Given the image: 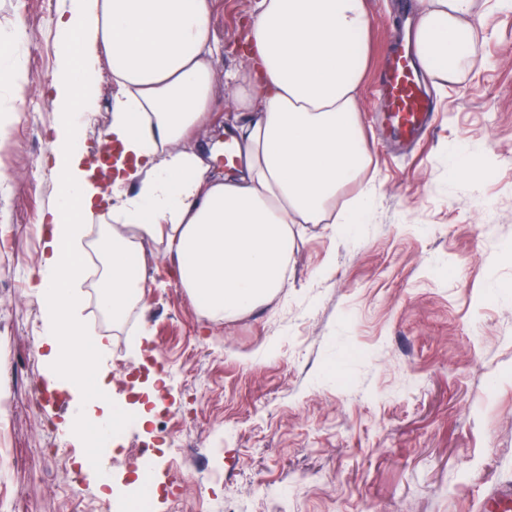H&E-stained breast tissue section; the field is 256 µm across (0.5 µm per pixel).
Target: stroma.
Returning a JSON list of instances; mask_svg holds the SVG:
<instances>
[{
  "label": "stroma",
  "instance_id": "35a3bbf8",
  "mask_svg": "<svg viewBox=\"0 0 512 512\" xmlns=\"http://www.w3.org/2000/svg\"><path fill=\"white\" fill-rule=\"evenodd\" d=\"M68 2L0 0V40L26 31V91L0 90V512H118L143 492L130 471L144 449L158 456L154 485L174 488L152 512H224L228 502L234 512H481L488 485L512 487V11L489 14L483 65L432 88L423 142L394 152L377 84L418 0H367L369 221L299 225L287 286L268 305L211 323L150 242L132 331L106 324L97 280L83 282L85 329L106 344L113 400L151 415L115 439L108 498L82 464L91 442L67 432V394L27 407L46 385L32 285L59 185L48 102ZM253 5L215 0L219 75L243 65L232 48ZM95 87L96 121L78 150L107 183L97 162L111 124L108 63ZM214 94L186 148L209 152L227 124L234 88L219 78ZM461 149L485 158L486 177L458 172ZM190 445L200 449L191 458ZM44 448L61 455L42 458Z\"/></svg>",
  "mask_w": 512,
  "mask_h": 512
}]
</instances>
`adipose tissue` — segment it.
I'll list each match as a JSON object with an SVG mask.
<instances>
[{
  "instance_id": "ef3b65f1",
  "label": "adipose tissue",
  "mask_w": 512,
  "mask_h": 512,
  "mask_svg": "<svg viewBox=\"0 0 512 512\" xmlns=\"http://www.w3.org/2000/svg\"><path fill=\"white\" fill-rule=\"evenodd\" d=\"M212 9L213 0H70L57 23L62 54L49 105L59 117L60 181L35 297L50 348L47 375L68 363L78 426L115 422L100 350L83 344L79 316L82 243L102 191L72 145L94 110L97 47L114 87L105 139L119 155L114 223L100 249L102 310L117 314L138 298L142 270L129 258L150 240L164 246L180 288L205 316L235 319L284 288L292 225L368 218L374 182L341 198L373 163L360 97L367 0H257L238 47L247 65L226 75L237 110L229 130L238 163L229 171L223 154L183 146L212 110ZM484 30L475 0H423L407 33L417 69L435 85L459 82L479 61Z\"/></svg>"
}]
</instances>
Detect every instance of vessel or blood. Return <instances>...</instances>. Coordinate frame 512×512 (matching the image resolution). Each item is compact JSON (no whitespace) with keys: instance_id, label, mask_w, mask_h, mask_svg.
I'll return each mask as SVG.
<instances>
[{"instance_id":"1","label":"vessel or blood","mask_w":512,"mask_h":512,"mask_svg":"<svg viewBox=\"0 0 512 512\" xmlns=\"http://www.w3.org/2000/svg\"><path fill=\"white\" fill-rule=\"evenodd\" d=\"M420 80L404 51H395L382 79L385 122L405 141L414 140L426 128L432 105L419 87ZM486 512H512V489L490 487L485 495Z\"/></svg>"}]
</instances>
